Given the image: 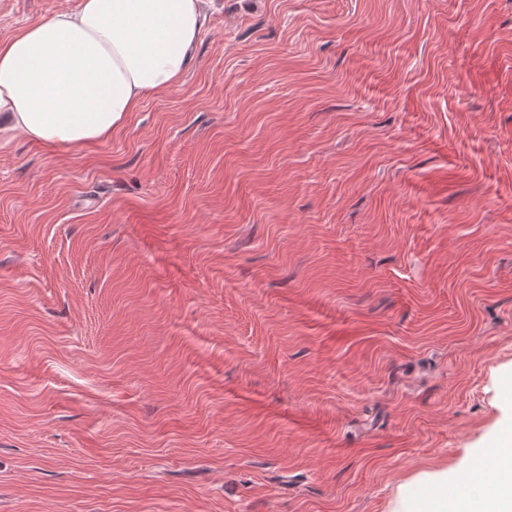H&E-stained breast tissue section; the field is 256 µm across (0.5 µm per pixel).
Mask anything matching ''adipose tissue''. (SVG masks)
I'll list each match as a JSON object with an SVG mask.
<instances>
[{
	"instance_id": "obj_1",
	"label": "adipose tissue",
	"mask_w": 512,
	"mask_h": 512,
	"mask_svg": "<svg viewBox=\"0 0 512 512\" xmlns=\"http://www.w3.org/2000/svg\"><path fill=\"white\" fill-rule=\"evenodd\" d=\"M206 24L202 0H79L0 39V139L50 147L100 142L175 86ZM497 482L477 487L486 465ZM393 512H512V432L470 469L426 477Z\"/></svg>"
}]
</instances>
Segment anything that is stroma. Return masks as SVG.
<instances>
[{
  "mask_svg": "<svg viewBox=\"0 0 512 512\" xmlns=\"http://www.w3.org/2000/svg\"><path fill=\"white\" fill-rule=\"evenodd\" d=\"M207 12L110 139L0 147V512H392L512 428V0Z\"/></svg>",
  "mask_w": 512,
  "mask_h": 512,
  "instance_id": "obj_1",
  "label": "stroma"
}]
</instances>
